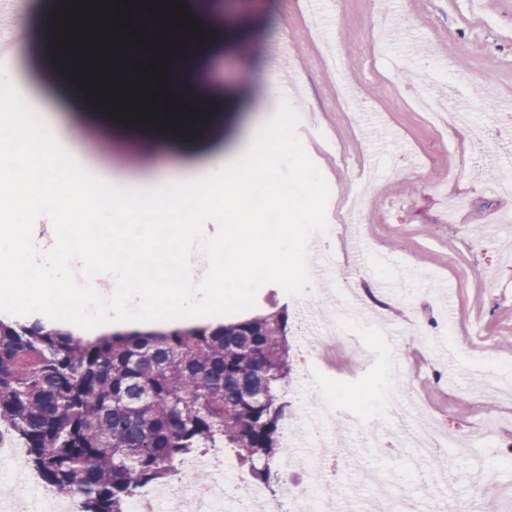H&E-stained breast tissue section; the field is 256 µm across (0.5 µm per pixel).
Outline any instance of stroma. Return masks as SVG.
<instances>
[{
    "mask_svg": "<svg viewBox=\"0 0 512 512\" xmlns=\"http://www.w3.org/2000/svg\"><path fill=\"white\" fill-rule=\"evenodd\" d=\"M54 9L55 0H30L16 59L47 94V111L70 128L82 156L109 173L177 168L214 145L236 144L256 116V78L270 67L271 39L287 36L300 74L295 116L311 125L292 142L322 197L313 223H333L341 196L368 189L358 216L359 250L345 237L318 240L336 255L328 272L333 291L363 294L377 276L401 283L400 294L378 292L379 304L370 310L389 323L393 337L376 336L375 362L364 370L334 344L303 370L300 326L290 321L289 388L306 380L309 397L318 399L346 383L350 395L336 403L337 414L365 415L380 398L381 371L408 374L404 411L422 408L440 431L468 437L490 461L487 486L479 491L466 477L469 460H455L449 496L471 504L493 486L512 484V402L497 410L503 426L494 440L471 429L486 406L474 392L479 379L493 378L512 392V350L503 347L512 343V186L502 179L512 171V0H333L322 20L308 0H213L226 27L210 36L200 57L199 105L222 120L178 140L120 116L103 121L69 102L43 51V19ZM442 85L474 102L467 123L448 115L437 124L416 109L417 98ZM487 156L494 160L489 177ZM298 303L296 288L269 275L226 310L284 307L293 314ZM414 320L426 325L428 343L408 335ZM368 467L394 486L411 485L415 496L430 495L431 464L413 462L407 448L385 455L341 451L335 486L352 512H374L378 502L361 481Z\"/></svg>",
    "mask_w": 512,
    "mask_h": 512,
    "instance_id": "stroma-1",
    "label": "stroma"
}]
</instances>
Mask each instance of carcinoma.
Wrapping results in <instances>:
<instances>
[{
    "mask_svg": "<svg viewBox=\"0 0 512 512\" xmlns=\"http://www.w3.org/2000/svg\"><path fill=\"white\" fill-rule=\"evenodd\" d=\"M168 78L201 56L181 42ZM48 52L65 78L79 73L55 32ZM288 314H257L219 330L175 328L85 340L41 323L0 320V430L27 451V463L80 512H127L144 488L170 480L176 462L228 448L267 487L281 450V402L288 381Z\"/></svg>",
    "mask_w": 512,
    "mask_h": 512,
    "instance_id": "1",
    "label": "carcinoma"
}]
</instances>
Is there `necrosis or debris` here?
Instances as JSON below:
<instances>
[{
    "label": "necrosis or debris",
    "instance_id": "obj_1",
    "mask_svg": "<svg viewBox=\"0 0 512 512\" xmlns=\"http://www.w3.org/2000/svg\"><path fill=\"white\" fill-rule=\"evenodd\" d=\"M302 280L303 300L298 319L304 329L303 351L306 358L321 357L325 346L334 343L348 351L354 366L369 363L372 354L368 344L361 337L340 328L341 323L347 321L359 328L368 327L369 321L361 316L357 304L349 301L337 303L331 313L333 323L338 326L337 332L329 337L314 335L309 329L312 313L324 307L325 299L310 288V275H303ZM383 386L385 396L381 410L360 427L364 448L386 450L388 429L394 426L403 433L404 444L414 457L432 458L444 443L455 448L458 455H467L469 444L466 438L443 436L434 423L423 422L420 413L408 415L402 411L403 379L387 374ZM335 403L332 397L321 399L313 409V420H306L299 413L286 426L288 448L283 467L285 471L298 472L301 487L300 493L289 500L292 512H343L323 465L322 453L328 421L335 416ZM179 466L187 472L205 471L210 478L208 492L198 494L189 482L183 480L171 482L138 495L131 503L130 512H224V504L230 499L245 505L265 499L263 488L232 460L217 465L209 457L199 454L181 460ZM1 506L7 507L8 512H74V499L67 494L46 493L29 476L24 449L5 441L0 442Z\"/></svg>",
    "mask_w": 512,
    "mask_h": 512
}]
</instances>
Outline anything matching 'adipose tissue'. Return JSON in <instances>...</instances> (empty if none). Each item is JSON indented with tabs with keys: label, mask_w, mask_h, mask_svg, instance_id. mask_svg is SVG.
<instances>
[{
	"label": "adipose tissue",
	"mask_w": 512,
	"mask_h": 512,
	"mask_svg": "<svg viewBox=\"0 0 512 512\" xmlns=\"http://www.w3.org/2000/svg\"><path fill=\"white\" fill-rule=\"evenodd\" d=\"M0 80L19 86L20 96L0 104V196L10 202V220L0 224V317L19 315L56 326L66 318L86 337L183 323L214 328L224 322V300L248 285L249 266L263 263L275 277L290 278L299 259L301 224L320 199V188L302 159L294 157L287 83L263 81L262 120L235 150L213 148L181 171H159L139 179L113 177L105 200L87 195L104 180L101 167L83 161L72 166V142L64 129L36 137L49 119L38 107L43 96L12 69ZM39 160V179L29 185L13 178L17 167ZM267 183V202L291 213L293 222L279 239L255 224L251 198L258 180ZM68 186L58 195L59 183ZM38 211L44 224L15 223L13 213ZM180 211L183 224L159 238L155 215ZM70 224L60 229L59 214ZM99 228L94 252L75 250L85 221ZM245 255L244 264L225 269L219 257L226 241ZM205 256L196 270L193 260Z\"/></svg>",
	"instance_id": "1"
}]
</instances>
